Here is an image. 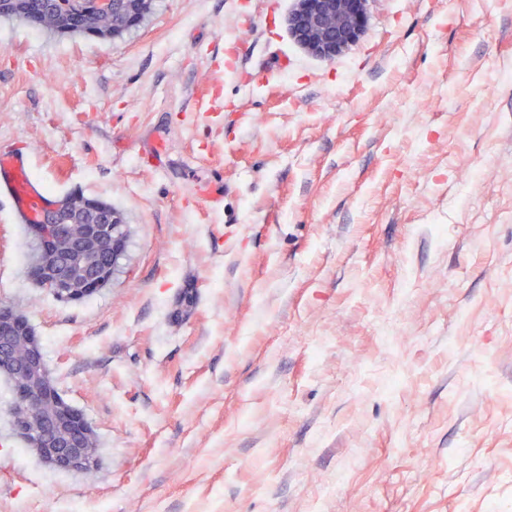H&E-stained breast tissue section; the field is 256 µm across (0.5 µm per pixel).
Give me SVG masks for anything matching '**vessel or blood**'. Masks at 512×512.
Here are the masks:
<instances>
[{
	"mask_svg": "<svg viewBox=\"0 0 512 512\" xmlns=\"http://www.w3.org/2000/svg\"><path fill=\"white\" fill-rule=\"evenodd\" d=\"M0 189L8 192L20 218L33 222L51 202L32 181L24 158L11 150L0 151Z\"/></svg>",
	"mask_w": 512,
	"mask_h": 512,
	"instance_id": "obj_1",
	"label": "vessel or blood"
}]
</instances>
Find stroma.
Listing matches in <instances>:
<instances>
[{
  "label": "stroma",
  "instance_id": "1",
  "mask_svg": "<svg viewBox=\"0 0 512 512\" xmlns=\"http://www.w3.org/2000/svg\"><path fill=\"white\" fill-rule=\"evenodd\" d=\"M293 6L154 0L114 39L0 17V147L127 227L63 303L0 194V303L101 455L41 462L0 377V512H512V0H373L332 61Z\"/></svg>",
  "mask_w": 512,
  "mask_h": 512
}]
</instances>
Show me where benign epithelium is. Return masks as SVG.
<instances>
[{
	"instance_id": "benign-epithelium-1",
	"label": "benign epithelium",
	"mask_w": 512,
	"mask_h": 512,
	"mask_svg": "<svg viewBox=\"0 0 512 512\" xmlns=\"http://www.w3.org/2000/svg\"><path fill=\"white\" fill-rule=\"evenodd\" d=\"M373 0H295L288 13V33L312 57L333 61L356 45L365 35ZM75 218L52 209L32 225L30 236L37 243L41 258L30 271V278L47 288L63 302H77L100 291L112 281L115 266L123 255L124 225L117 219L110 224H83L73 233ZM112 240V263L100 262L102 244ZM23 318L9 304H0V373L18 372L43 384L13 382L9 408L12 434L56 470L81 473L97 465L90 449L76 444L71 434L88 427L84 413L49 382L50 371L41 352L38 336L31 341L30 358L13 361L12 344Z\"/></svg>"
}]
</instances>
